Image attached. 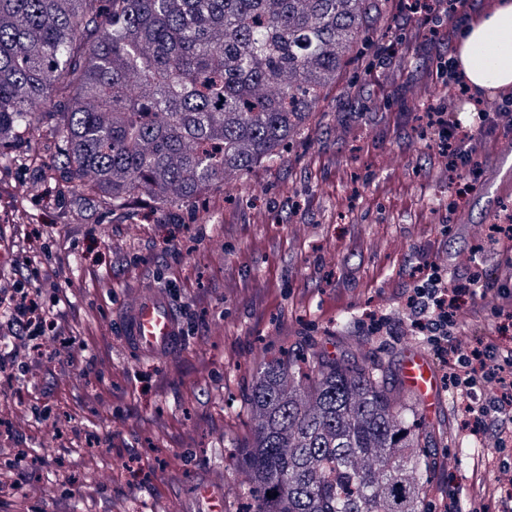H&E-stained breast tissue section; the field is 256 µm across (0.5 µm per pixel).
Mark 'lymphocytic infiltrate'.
Returning <instances> with one entry per match:
<instances>
[{"label":"lymphocytic infiltrate","mask_w":512,"mask_h":512,"mask_svg":"<svg viewBox=\"0 0 512 512\" xmlns=\"http://www.w3.org/2000/svg\"><path fill=\"white\" fill-rule=\"evenodd\" d=\"M477 3L478 0H402L398 20L402 28H414L418 40L428 41L438 34L437 28L428 27V20H454L474 12ZM476 107L478 122L474 125L462 124L441 107L431 109L426 122L449 187L466 196L478 190L483 167L500 138L512 133V102L485 100L477 102ZM415 271L418 284L402 293L408 319L445 367V381L466 399V412L479 427L491 414L512 412V347L481 339L463 350L453 342L461 329L458 314L465 306L472 317H492L501 329L512 326V286L486 280V287L500 299L499 305L488 311L477 304L476 280L469 273L446 279L429 262L419 264ZM0 315L16 329L14 336H0V373L13 383L19 381L20 375L13 358L7 356V349L14 341H21L29 350L28 365L39 364L44 356L49 313L43 309L38 291L23 284L0 295ZM477 389L484 392V401L478 406L469 402Z\"/></svg>","instance_id":"obj_1"}]
</instances>
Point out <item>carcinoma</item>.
<instances>
[{
  "label": "carcinoma",
  "mask_w": 512,
  "mask_h": 512,
  "mask_svg": "<svg viewBox=\"0 0 512 512\" xmlns=\"http://www.w3.org/2000/svg\"><path fill=\"white\" fill-rule=\"evenodd\" d=\"M371 0H0V160L63 105L57 167L109 209L189 202L279 157L366 44ZM246 512H432L417 398L382 361L260 365ZM274 497H267V492Z\"/></svg>",
  "instance_id": "carcinoma-1"
}]
</instances>
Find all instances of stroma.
Returning a JSON list of instances; mask_svg holds the SVG:
<instances>
[{
    "label": "stroma",
    "mask_w": 512,
    "mask_h": 512,
    "mask_svg": "<svg viewBox=\"0 0 512 512\" xmlns=\"http://www.w3.org/2000/svg\"><path fill=\"white\" fill-rule=\"evenodd\" d=\"M397 0H384L370 64L350 65L305 129L272 163L228 178L189 203L148 197L76 213L55 169L48 124L22 134L18 154L40 169L0 162V291L21 279L45 301L69 298L70 322L48 340L56 356L0 393V420L28 462L19 492L0 512H201L198 483L238 512L249 473L235 454L251 439L245 401L255 366L311 343L398 366L410 336L402 300L410 269L444 274L475 265L505 282L490 226L512 216V167L504 147L487 160L479 189L455 200L435 144L423 134L428 107L457 113L427 78L451 61L444 39L387 52ZM156 287L178 312L184 349L164 359L127 354L115 315L129 292ZM454 394L426 421L437 449L436 499L471 512L477 477L448 459L467 443ZM96 469L101 486L82 482Z\"/></svg>",
    "instance_id": "35a3bbf8"
}]
</instances>
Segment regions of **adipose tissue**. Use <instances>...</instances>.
<instances>
[{"label":"adipose tissue","instance_id":"adipose-tissue-1","mask_svg":"<svg viewBox=\"0 0 512 512\" xmlns=\"http://www.w3.org/2000/svg\"><path fill=\"white\" fill-rule=\"evenodd\" d=\"M455 65L477 90H512V0L465 19Z\"/></svg>","mask_w":512,"mask_h":512}]
</instances>
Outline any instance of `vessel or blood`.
<instances>
[{
  "label": "vessel or blood",
  "instance_id": "obj_1",
  "mask_svg": "<svg viewBox=\"0 0 512 512\" xmlns=\"http://www.w3.org/2000/svg\"><path fill=\"white\" fill-rule=\"evenodd\" d=\"M119 334L127 353L164 359L182 347V324L165 293L141 288L131 293L117 316ZM406 389L420 399V409L432 416L445 399L440 375L429 356L408 350L400 368Z\"/></svg>",
  "mask_w": 512,
  "mask_h": 512
}]
</instances>
